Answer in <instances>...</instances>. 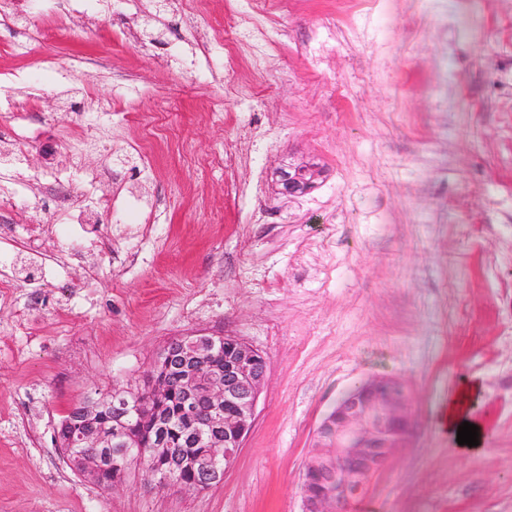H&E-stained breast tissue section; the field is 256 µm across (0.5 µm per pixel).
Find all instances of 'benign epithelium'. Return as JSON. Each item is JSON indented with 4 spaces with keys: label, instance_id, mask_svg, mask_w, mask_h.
<instances>
[{
    "label": "benign epithelium",
    "instance_id": "benign-epithelium-1",
    "mask_svg": "<svg viewBox=\"0 0 512 512\" xmlns=\"http://www.w3.org/2000/svg\"><path fill=\"white\" fill-rule=\"evenodd\" d=\"M212 336L195 333L171 339L154 358L135 396L112 390V447L124 457L144 459L145 449L128 436L131 416L153 420L152 452L164 457L166 471L151 473L156 484L180 487L174 475L185 467L195 471L198 485L220 483L256 419L258 398L267 375V359L251 344L224 337V369L200 365L209 353ZM180 373L182 409L187 435L208 448L205 455L184 457L170 448V423L160 403L166 394L160 369ZM209 409L199 412L200 402ZM410 399L402 383L373 378L353 385L323 419L300 481L302 512H347V506L400 447L412 429ZM103 434L90 427L70 445L87 449L68 458L79 471H99L106 458L95 451Z\"/></svg>",
    "mask_w": 512,
    "mask_h": 512
}]
</instances>
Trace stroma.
<instances>
[{
    "mask_svg": "<svg viewBox=\"0 0 512 512\" xmlns=\"http://www.w3.org/2000/svg\"><path fill=\"white\" fill-rule=\"evenodd\" d=\"M112 3L0 6V512H301L316 429L375 377L414 424L349 512H512V0H268L260 37L247 0ZM77 174L112 202L98 260L39 209ZM198 330L268 360L223 481L75 474L63 416ZM465 378L475 452L437 425Z\"/></svg>",
    "mask_w": 512,
    "mask_h": 512,
    "instance_id": "1",
    "label": "stroma"
}]
</instances>
